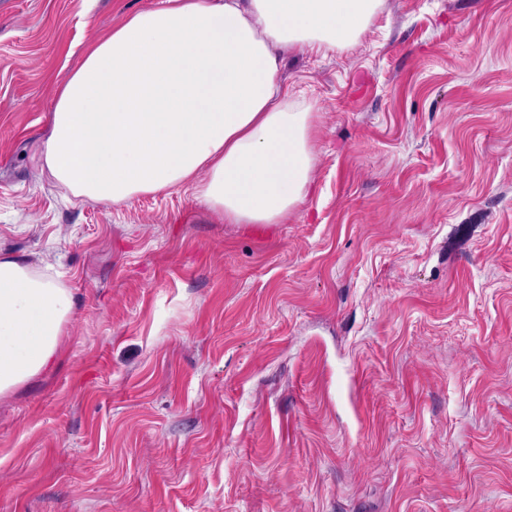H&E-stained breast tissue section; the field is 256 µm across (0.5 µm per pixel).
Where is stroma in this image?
<instances>
[{"mask_svg":"<svg viewBox=\"0 0 512 512\" xmlns=\"http://www.w3.org/2000/svg\"><path fill=\"white\" fill-rule=\"evenodd\" d=\"M160 3L0 0V254L76 310L0 401V512H512V0L289 52L317 166L267 230L37 166L55 87Z\"/></svg>","mask_w":512,"mask_h":512,"instance_id":"stroma-1","label":"stroma"}]
</instances>
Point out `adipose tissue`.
I'll list each match as a JSON object with an SVG mask.
<instances>
[{"instance_id": "adipose-tissue-1", "label": "adipose tissue", "mask_w": 512, "mask_h": 512, "mask_svg": "<svg viewBox=\"0 0 512 512\" xmlns=\"http://www.w3.org/2000/svg\"><path fill=\"white\" fill-rule=\"evenodd\" d=\"M380 0H165L92 43L53 95L37 163L76 198L193 185L228 224L286 223L312 192L314 116L279 81L293 49L354 44ZM69 289L0 256V400L52 372Z\"/></svg>"}]
</instances>
